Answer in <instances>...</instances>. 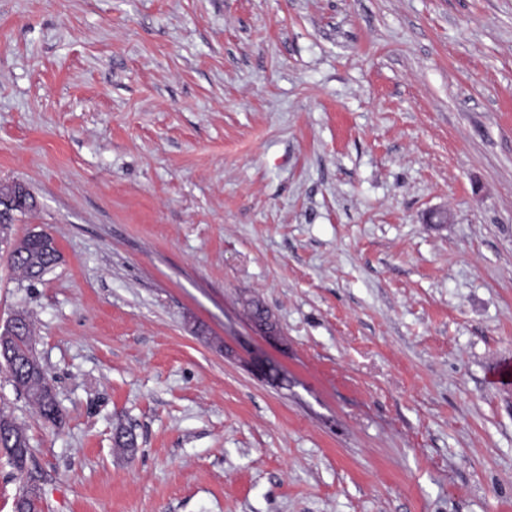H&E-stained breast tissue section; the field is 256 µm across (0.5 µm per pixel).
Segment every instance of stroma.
<instances>
[{
	"label": "stroma",
	"mask_w": 512,
	"mask_h": 512,
	"mask_svg": "<svg viewBox=\"0 0 512 512\" xmlns=\"http://www.w3.org/2000/svg\"><path fill=\"white\" fill-rule=\"evenodd\" d=\"M16 182L0 512H512V0H0ZM35 208V198L21 183L0 186V243L9 245L14 267L29 278H39L60 258L56 239L50 233L30 231L19 239H11L8 235L16 215ZM17 313L24 315L27 321V330L12 336V354L9 357H2V352L8 346L10 337L4 333L1 336L0 332V354L4 361L2 364L8 369L13 385L20 388L18 391L35 408L39 417L52 425H59L63 421V411L57 394L44 385L39 373L29 363V357L34 352L28 313L25 310ZM0 450L17 471L23 472L27 468L31 458L29 438L25 429L4 409L0 410Z\"/></svg>",
	"instance_id": "stroma-1"
}]
</instances>
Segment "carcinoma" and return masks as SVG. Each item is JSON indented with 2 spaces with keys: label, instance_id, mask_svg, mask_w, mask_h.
Wrapping results in <instances>:
<instances>
[{
  "label": "carcinoma",
  "instance_id": "obj_1",
  "mask_svg": "<svg viewBox=\"0 0 512 512\" xmlns=\"http://www.w3.org/2000/svg\"><path fill=\"white\" fill-rule=\"evenodd\" d=\"M36 208V200L20 183L0 186V243L9 245L10 257L16 269L29 278H38L53 268L60 253L56 239L45 231L28 232L13 240L8 235L16 215ZM11 356L0 358L8 369L14 386L20 388L37 414L44 421L59 425L63 411L57 394L47 388L39 373L29 363L33 354L32 330L11 338ZM0 450L8 456L13 467L22 472L31 458L29 438L25 429L5 410H0ZM15 512H41L42 498L38 490L28 487L16 499Z\"/></svg>",
  "mask_w": 512,
  "mask_h": 512
}]
</instances>
